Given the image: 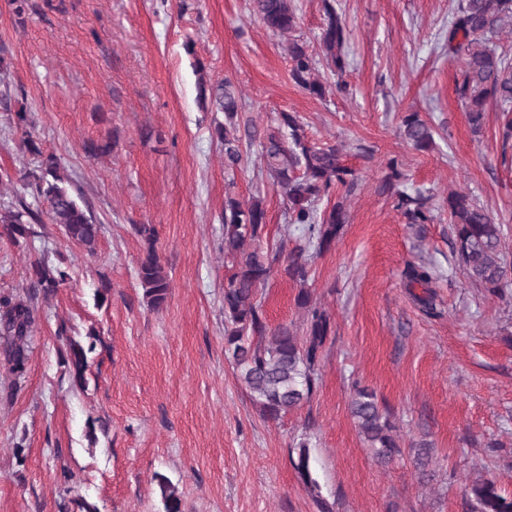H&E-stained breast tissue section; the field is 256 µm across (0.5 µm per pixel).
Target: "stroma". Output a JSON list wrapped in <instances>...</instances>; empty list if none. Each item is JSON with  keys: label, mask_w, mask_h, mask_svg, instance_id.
Listing matches in <instances>:
<instances>
[{"label": "stroma", "mask_w": 512, "mask_h": 512, "mask_svg": "<svg viewBox=\"0 0 512 512\" xmlns=\"http://www.w3.org/2000/svg\"><path fill=\"white\" fill-rule=\"evenodd\" d=\"M458 0H336L350 29L348 92L317 98L291 80L285 40L250 0H0V207L17 205L41 155H54L102 231L94 248L48 217L34 236L0 232V299L25 301L34 323L16 374L0 352V512H163L159 480L181 512H475L479 479L512 496V287L488 295L460 270L444 204L450 190L504 226L512 261V144L500 113L473 134L453 92L448 22ZM230 79L240 120L266 127L299 113L311 141L343 147L359 175L335 245L313 259L308 287L330 315L321 381L310 401L265 420L224 355L226 185L264 201L263 243L293 249L287 204L260 173L258 146L235 173L213 135L220 112L198 103V79ZM435 130L432 150L407 144L404 113ZM27 113L30 127L17 124ZM37 151H30L29 142ZM101 146L100 154L89 145ZM397 159L408 191L429 196L434 220L408 223L377 187ZM151 224L170 280L163 308L143 297ZM65 271L51 295L33 290L42 259ZM433 275L436 313L404 286L407 263ZM298 285L273 273L260 294L269 326L301 327ZM94 340L85 385L65 363L71 342ZM373 390L401 452L380 464L351 417L354 386ZM308 446L317 489L297 470ZM434 448L419 480L415 443Z\"/></svg>", "instance_id": "obj_1"}]
</instances>
